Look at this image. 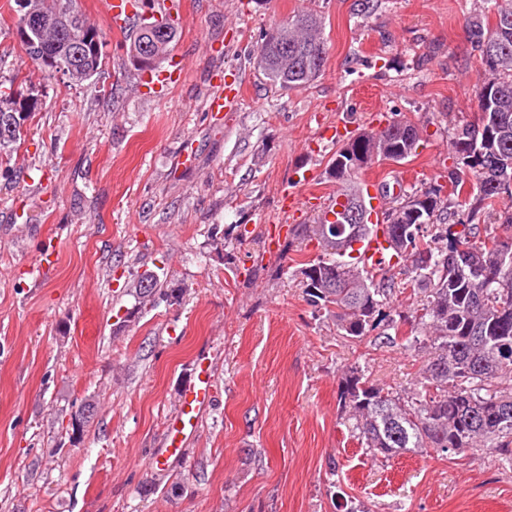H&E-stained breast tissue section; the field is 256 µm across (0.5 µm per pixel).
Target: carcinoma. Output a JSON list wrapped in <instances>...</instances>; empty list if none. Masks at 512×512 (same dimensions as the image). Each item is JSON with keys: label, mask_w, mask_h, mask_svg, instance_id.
<instances>
[{"label": "carcinoma", "mask_w": 512, "mask_h": 512, "mask_svg": "<svg viewBox=\"0 0 512 512\" xmlns=\"http://www.w3.org/2000/svg\"><path fill=\"white\" fill-rule=\"evenodd\" d=\"M30 2L35 15L65 22L34 43L21 42L25 53L34 61L41 55L54 58L57 69L44 68L50 76L69 66L79 74H100L104 42H82L78 57L69 52V42L81 31H97L77 0ZM491 16L473 14L466 20L482 77L477 118L456 127L448 144L453 158L448 186L387 197L384 225L395 262L367 269L353 256L354 244L377 233L378 225L368 223L344 251L322 253L298 270L308 303L336 319L343 337L361 341L383 326L401 336L405 347L425 353L408 389L373 384L356 365L342 372L343 423L375 458L429 448L449 455L494 448L512 461V292L504 293L498 284L505 278L512 282V261L504 262L505 253L512 254V213L478 224L496 198L512 195V0L495 4ZM147 24L138 13L131 23L127 56L139 70L156 68L181 36L178 29L150 33ZM325 29L323 15L308 9L266 33L257 46L265 78L285 90L314 84L328 62ZM37 107L38 98L21 87L0 90V151L22 139L18 121ZM424 142L422 130L405 117L347 140L327 162L336 195L314 223L343 197L372 217V196L356 175L381 159L415 157ZM142 278L139 274L128 284L139 308L158 298L179 302L183 289L170 288L165 280L143 288ZM406 292L408 308L392 307V298ZM403 325L409 326L405 333Z\"/></svg>", "instance_id": "obj_1"}]
</instances>
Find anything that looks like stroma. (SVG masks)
Instances as JSON below:
<instances>
[{"label": "stroma", "instance_id": "35a3bbf8", "mask_svg": "<svg viewBox=\"0 0 512 512\" xmlns=\"http://www.w3.org/2000/svg\"><path fill=\"white\" fill-rule=\"evenodd\" d=\"M97 2L78 5L108 63L76 85L25 54L0 0V78L39 99L10 155L20 180L0 177V512H341L347 496L369 512H512V463L494 449L385 461L350 436L343 366L406 386L424 357L376 330L339 336L294 273L315 245L278 223L283 191L309 197L304 224L335 195L320 132L339 122L407 117L428 134L417 158L360 181L445 183L449 138L477 113L476 0H178L183 78L151 97ZM306 8L326 18L327 67L285 91L254 49ZM219 71L243 99L215 116ZM156 267L180 302L127 318V282ZM201 362L213 403L182 456L151 469Z\"/></svg>", "mask_w": 512, "mask_h": 512}]
</instances>
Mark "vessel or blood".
<instances>
[{"label": "vessel or blood", "mask_w": 512, "mask_h": 512, "mask_svg": "<svg viewBox=\"0 0 512 512\" xmlns=\"http://www.w3.org/2000/svg\"><path fill=\"white\" fill-rule=\"evenodd\" d=\"M99 6L111 19L114 27L127 26L132 17L134 4L132 0H99ZM387 242L379 236L366 242L362 249V259L367 267L380 265L385 259ZM211 400L210 377L206 368L196 370V376L183 390L179 402V412L168 423L169 442L159 454L152 456L148 464L152 469L164 470L170 458L180 456L182 446L196 425L197 418Z\"/></svg>", "instance_id": "b4317fda"}]
</instances>
